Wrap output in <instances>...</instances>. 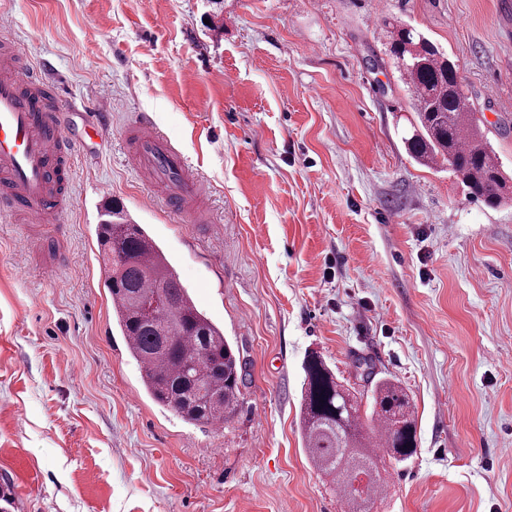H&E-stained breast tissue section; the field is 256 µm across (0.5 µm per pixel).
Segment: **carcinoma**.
Wrapping results in <instances>:
<instances>
[{
	"label": "carcinoma",
	"mask_w": 512,
	"mask_h": 512,
	"mask_svg": "<svg viewBox=\"0 0 512 512\" xmlns=\"http://www.w3.org/2000/svg\"><path fill=\"white\" fill-rule=\"evenodd\" d=\"M384 26L388 55L413 109L406 150L420 165L448 164L470 197L501 205L512 178L480 126L456 64L405 22L386 20ZM98 239L112 311L147 391L191 423L224 426L239 406L243 374L224 332L198 309L172 262L118 202L102 206ZM355 368L359 388L339 379L321 355L307 356L302 442L309 464L330 479L347 512H373L388 492L389 465L417 454V417L397 379L377 377L365 360Z\"/></svg>",
	"instance_id": "cac0c4a2"
}]
</instances>
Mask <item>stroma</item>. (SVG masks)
<instances>
[{"mask_svg": "<svg viewBox=\"0 0 512 512\" xmlns=\"http://www.w3.org/2000/svg\"><path fill=\"white\" fill-rule=\"evenodd\" d=\"M74 117L57 239L0 217V512H343L303 450L302 363L357 359L413 400L418 451L375 512H512V205L469 198L397 128L383 21L456 64L512 173V0H0ZM108 116L102 137L81 113ZM209 186L210 225L126 162L138 113ZM243 363L223 428L145 391L100 276V184Z\"/></svg>", "mask_w": 512, "mask_h": 512, "instance_id": "stroma-1", "label": "stroma"}]
</instances>
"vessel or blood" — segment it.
I'll list each match as a JSON object with an SVG mask.
<instances>
[{
  "mask_svg": "<svg viewBox=\"0 0 512 512\" xmlns=\"http://www.w3.org/2000/svg\"><path fill=\"white\" fill-rule=\"evenodd\" d=\"M68 119L40 68L20 75L11 61L0 62V215H24L29 223L52 222L70 205L65 189L72 147L62 137ZM137 137L127 153L129 165L153 183L156 200L177 214L194 217L209 187L189 169L183 155L159 135L148 115L135 121Z\"/></svg>",
  "mask_w": 512,
  "mask_h": 512,
  "instance_id": "1",
  "label": "vessel or blood"
}]
</instances>
